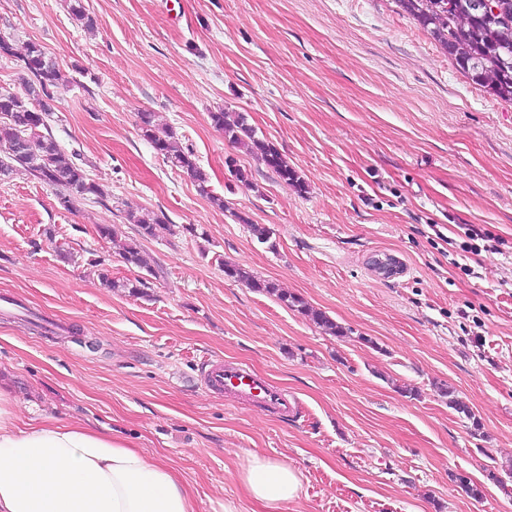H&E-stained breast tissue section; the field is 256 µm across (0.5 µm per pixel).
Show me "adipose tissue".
I'll return each instance as SVG.
<instances>
[{
	"instance_id": "ef3b65f1",
	"label": "adipose tissue",
	"mask_w": 512,
	"mask_h": 512,
	"mask_svg": "<svg viewBox=\"0 0 512 512\" xmlns=\"http://www.w3.org/2000/svg\"><path fill=\"white\" fill-rule=\"evenodd\" d=\"M241 479L266 512L302 483L287 462L249 453ZM0 512H198L178 470L123 438L52 418L24 430L0 391Z\"/></svg>"
}]
</instances>
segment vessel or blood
Wrapping results in <instances>:
<instances>
[{
  "instance_id": "obj_1",
  "label": "vessel or blood",
  "mask_w": 512,
  "mask_h": 512,
  "mask_svg": "<svg viewBox=\"0 0 512 512\" xmlns=\"http://www.w3.org/2000/svg\"><path fill=\"white\" fill-rule=\"evenodd\" d=\"M202 385L218 397L247 402L253 408L283 418L296 416L299 403L268 382L250 366L221 359L203 365Z\"/></svg>"
}]
</instances>
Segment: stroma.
<instances>
[{"label": "stroma", "mask_w": 512, "mask_h": 512, "mask_svg": "<svg viewBox=\"0 0 512 512\" xmlns=\"http://www.w3.org/2000/svg\"><path fill=\"white\" fill-rule=\"evenodd\" d=\"M84 5L91 33L65 0H0V33L19 50L39 42L73 77L49 129L106 192L67 211L61 188L28 173L0 181V300L16 304L0 308V389L19 426L53 417L122 437L171 461L198 512H265L239 478L250 450L300 474L287 512H512V105L393 0ZM218 110L245 113L305 192L228 143ZM142 112L193 150L209 194L141 137ZM139 208L170 231L139 237L125 221ZM238 213L271 228L275 249ZM103 224L161 276L126 264ZM468 224L497 253L462 251ZM382 254L403 274H377ZM226 262L343 336L228 278ZM101 269L147 286L111 290ZM218 357L298 398L296 417L207 393L201 368ZM224 274L228 278L245 283L249 288L255 291L274 296L286 307L296 310L302 315L308 317L324 333L333 336H343L344 331L332 318L325 312L315 309L305 302L301 297L295 294H288L279 288L273 281L258 279L248 269L233 263H224ZM294 308V309H293Z\"/></svg>", "instance_id": "35a3bbf8"}]
</instances>
